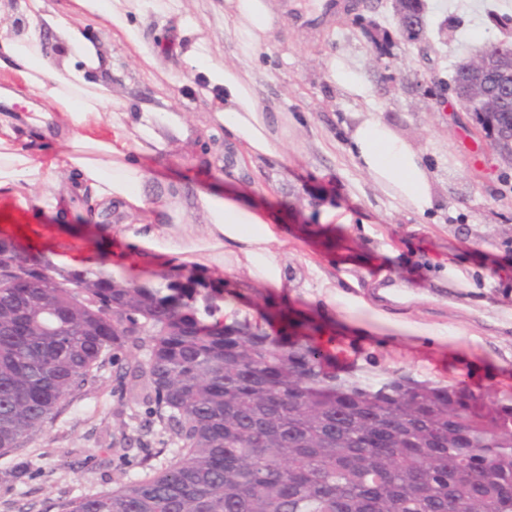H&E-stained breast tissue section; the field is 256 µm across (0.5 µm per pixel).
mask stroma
<instances>
[{"mask_svg": "<svg viewBox=\"0 0 512 512\" xmlns=\"http://www.w3.org/2000/svg\"><path fill=\"white\" fill-rule=\"evenodd\" d=\"M285 26L259 50L251 72L262 104L287 113L295 130L286 160L241 170L239 179L271 208L288 215L289 247H322L331 235L327 262L338 275L336 303L307 288L304 265L289 258L291 278L271 296L264 289L225 286V302L270 335H278L281 312L301 323L297 334L318 348L328 367L362 379L407 375L434 386H463L494 400L512 395V164L478 137L461 112L449 81L456 65L483 47L512 43V0H423L422 60L402 34L393 0H280ZM183 12L201 26L212 61L229 60L224 0H182ZM73 25L102 46L112 61L105 76L114 97L140 102L166 95L181 110L191 136L169 145L165 158L144 159L152 192L185 180L187 188L223 182L234 166L208 159L215 139V110L186 71L176 48L159 52V66L144 75L141 58L130 57L97 29L92 16ZM347 61L364 82L358 97L334 86L331 58ZM370 109L390 122L422 152L438 205L412 214L360 173L342 142L346 113ZM349 215L346 224H323V208ZM45 240L57 257L82 246L85 235L115 234L113 213L88 218L80 209L45 214ZM398 276L405 287L380 296L349 287L379 274ZM380 310L422 325L447 328L444 336H416L372 319ZM338 327L326 335L324 317ZM169 428L142 405L122 398L116 370L99 372L55 420L20 448L0 455V512H60V503L105 492L164 467L177 453Z\"/></svg>", "mask_w": 512, "mask_h": 512, "instance_id": "1", "label": "stroma"}]
</instances>
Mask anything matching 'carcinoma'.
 I'll use <instances>...</instances> for the list:
<instances>
[{
	"instance_id": "obj_1",
	"label": "carcinoma",
	"mask_w": 512,
	"mask_h": 512,
	"mask_svg": "<svg viewBox=\"0 0 512 512\" xmlns=\"http://www.w3.org/2000/svg\"><path fill=\"white\" fill-rule=\"evenodd\" d=\"M222 300L194 272L138 285L1 236L0 452L110 365L180 459L61 512H512V398L343 377L306 341L224 324Z\"/></svg>"
}]
</instances>
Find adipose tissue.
I'll return each mask as SVG.
<instances>
[{"label": "adipose tissue", "instance_id": "1", "mask_svg": "<svg viewBox=\"0 0 512 512\" xmlns=\"http://www.w3.org/2000/svg\"><path fill=\"white\" fill-rule=\"evenodd\" d=\"M21 8L29 30L21 36L0 32V96L32 109L0 113V209L25 220L75 207L92 217L112 210L123 219L106 248L116 264L144 268L185 261L203 242L211 250L207 264L223 269L227 282L287 287L288 226L249 189L190 193L176 183L152 195L141 160L162 155L169 141L188 139L185 116L160 96L137 106L115 99L96 78L109 65L100 44L71 22L77 13L96 16L113 43L154 66L158 60L140 19L151 13L180 16L175 41L184 47L182 61L201 93L216 102L213 118L224 130L210 155L232 150L244 169L281 159L288 142L287 115L266 111L257 84L242 69L285 23L275 0H224L232 64L210 62L198 23L180 15L182 0H23ZM48 34L64 42L65 66H57L49 52ZM345 128L359 172L412 213L436 208L420 151L390 123L360 110L349 113ZM46 136L63 144V151L34 150L33 140ZM189 214L200 216V223H186Z\"/></svg>", "mask_w": 512, "mask_h": 512}]
</instances>
